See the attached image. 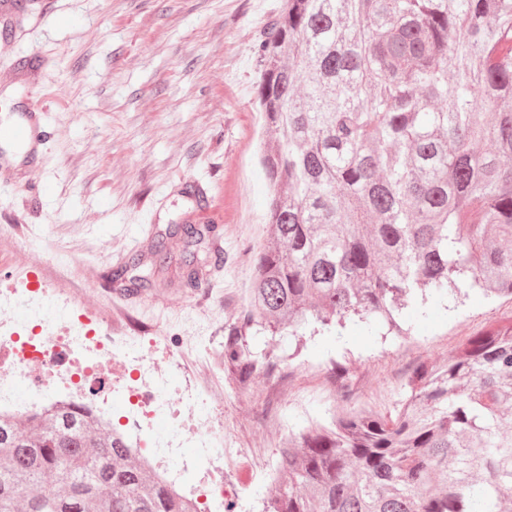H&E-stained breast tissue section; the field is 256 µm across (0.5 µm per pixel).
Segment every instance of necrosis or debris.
<instances>
[{"label": "necrosis or debris", "instance_id": "1", "mask_svg": "<svg viewBox=\"0 0 512 512\" xmlns=\"http://www.w3.org/2000/svg\"><path fill=\"white\" fill-rule=\"evenodd\" d=\"M123 316L98 317L61 288H0V417L38 419L60 408H78L97 427L134 448L163 483L179 488L181 472H193L195 512L235 502L238 474L224 468L222 413L209 403L203 377L223 369L220 357L174 378L179 365L167 353L160 370L144 352ZM124 400L115 421L113 395ZM196 454L183 456L185 444Z\"/></svg>", "mask_w": 512, "mask_h": 512}]
</instances>
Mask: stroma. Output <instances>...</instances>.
I'll list each match as a JSON object with an SVG mask.
<instances>
[{"label": "stroma", "instance_id": "35a3bbf8", "mask_svg": "<svg viewBox=\"0 0 512 512\" xmlns=\"http://www.w3.org/2000/svg\"><path fill=\"white\" fill-rule=\"evenodd\" d=\"M15 35L0 37V118L26 105L38 83L47 140L22 183L0 186V288L18 286L31 263L50 287L109 315L124 312L132 333L155 337L185 367L203 335L220 336L253 285V247L267 234L269 186L258 163L270 133L256 108L262 68L255 53L286 0H23ZM46 58L44 67L20 59ZM172 224L213 229L216 253L203 280L187 286L184 240H166V264H147L144 287L115 277ZM512 322V298L473 294L457 310L429 303L401 332L349 325L295 352L291 337L271 346L249 337L254 356L288 359L273 375L241 384L216 373L224 400V463L248 465L236 512H260L289 434L332 414L364 410L396 417L409 382L442 364L467 338ZM346 368L330 378L333 363Z\"/></svg>", "mask_w": 512, "mask_h": 512}]
</instances>
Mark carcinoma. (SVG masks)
<instances>
[{"label":"carcinoma","instance_id":"cac0c4a2","mask_svg":"<svg viewBox=\"0 0 512 512\" xmlns=\"http://www.w3.org/2000/svg\"><path fill=\"white\" fill-rule=\"evenodd\" d=\"M271 188L253 288L224 328L241 382L433 297L512 296V0H287L257 47ZM212 228L185 230L206 268ZM394 420L288 438L262 512H502L512 501V323L419 370ZM0 512H193L118 437L61 408L0 419Z\"/></svg>","mask_w":512,"mask_h":512}]
</instances>
